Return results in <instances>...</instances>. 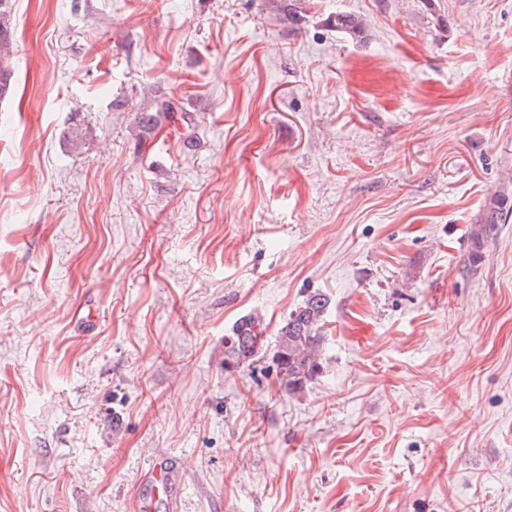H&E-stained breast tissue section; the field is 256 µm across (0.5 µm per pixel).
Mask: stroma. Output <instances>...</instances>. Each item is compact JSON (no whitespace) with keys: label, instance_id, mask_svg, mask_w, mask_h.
Masks as SVG:
<instances>
[{"label":"stroma","instance_id":"1","mask_svg":"<svg viewBox=\"0 0 512 512\" xmlns=\"http://www.w3.org/2000/svg\"><path fill=\"white\" fill-rule=\"evenodd\" d=\"M12 22L0 512H142L161 453L175 512H512V0L295 23L286 0H16ZM314 292L323 369L289 395L277 328ZM247 315L262 346L225 372ZM160 110L162 112H167L171 122L173 123H171V125L173 126L172 130L175 134L185 136V139L189 141L194 139L197 122L191 114L181 111L175 106V103L172 102L170 98L161 101ZM179 122L180 125L178 124ZM181 129L184 132H181ZM266 327L255 316L241 318L224 338V370L236 371L250 366L263 340ZM181 478L180 465L176 461L166 456H157L148 465L143 482L152 498L156 499L157 494L159 500L166 502L169 510H173L177 501L175 491Z\"/></svg>","mask_w":512,"mask_h":512}]
</instances>
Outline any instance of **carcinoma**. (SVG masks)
<instances>
[{
  "label": "carcinoma",
  "mask_w": 512,
  "mask_h": 512,
  "mask_svg": "<svg viewBox=\"0 0 512 512\" xmlns=\"http://www.w3.org/2000/svg\"><path fill=\"white\" fill-rule=\"evenodd\" d=\"M15 0H0V99L12 92V77L16 42L11 27V13ZM336 32L355 36L364 27V20L356 15L338 13L330 18ZM160 110L167 113L173 123V132L192 140L195 137V118L181 111L171 99L160 103ZM328 298L320 293L309 295L304 302L290 311L278 329V345L272 353V363L281 388L288 394L302 391L314 380L321 367L323 317ZM266 327L255 316L240 319L232 333L224 337V370L235 371L254 361L263 340Z\"/></svg>",
  "instance_id": "carcinoma-1"
}]
</instances>
